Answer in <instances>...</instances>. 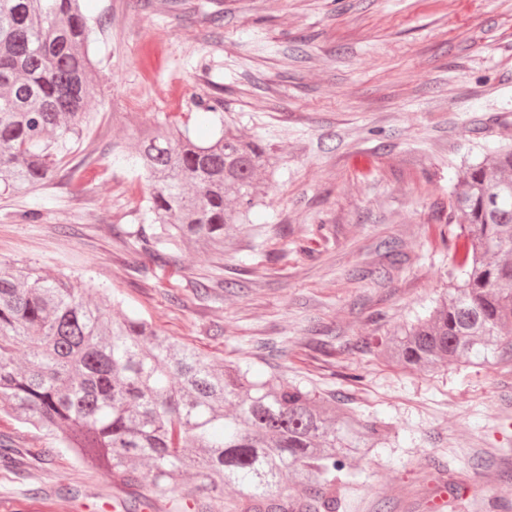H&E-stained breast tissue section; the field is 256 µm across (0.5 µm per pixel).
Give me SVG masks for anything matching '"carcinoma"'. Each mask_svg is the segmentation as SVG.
Wrapping results in <instances>:
<instances>
[{
	"mask_svg": "<svg viewBox=\"0 0 512 512\" xmlns=\"http://www.w3.org/2000/svg\"><path fill=\"white\" fill-rule=\"evenodd\" d=\"M112 23L82 0H0V191L37 189L81 140L99 95L89 45ZM112 163L151 182L140 250L175 263L189 250L224 253L246 227L277 168L262 142L221 127L207 143L186 126L146 127L112 145ZM448 223L456 282L428 314L381 342L409 369L512 359V145L455 174ZM0 414L46 429L58 450L148 498L186 512H224V488L253 512H340L348 461L374 452L393 426L362 417L336 394L286 375L211 359L122 302L35 267L0 266ZM306 497L285 494L288 482Z\"/></svg>",
	"mask_w": 512,
	"mask_h": 512,
	"instance_id": "obj_1",
	"label": "carcinoma"
}]
</instances>
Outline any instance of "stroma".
<instances>
[{"mask_svg":"<svg viewBox=\"0 0 512 512\" xmlns=\"http://www.w3.org/2000/svg\"><path fill=\"white\" fill-rule=\"evenodd\" d=\"M98 35L101 96L44 188L0 195V262L63 273L228 364L339 393L393 426L353 469L342 512H512V362L414 371L380 338L453 282L449 193L458 168L512 144V0H85ZM224 18L210 26L211 15ZM224 101L199 114L197 96ZM196 140L219 123L261 140L279 167L247 231L223 254L161 265L129 232L145 179L112 146L153 123ZM42 204L40 223L24 214ZM324 240L306 243L308 225ZM398 257L389 260L385 242ZM149 270L148 277L138 268ZM241 288L221 289V282ZM209 282V295L194 284ZM20 457L0 469V512H114L128 487L56 451L52 432L0 417Z\"/></svg>","mask_w":512,"mask_h":512,"instance_id":"1","label":"stroma"}]
</instances>
